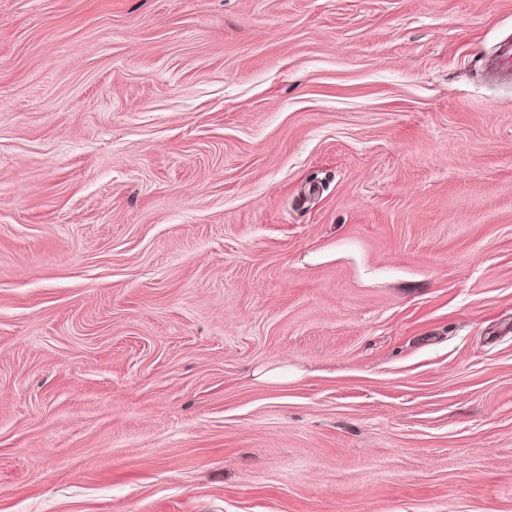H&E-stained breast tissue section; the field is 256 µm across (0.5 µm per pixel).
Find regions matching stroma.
I'll list each match as a JSON object with an SVG mask.
<instances>
[{"label": "stroma", "instance_id": "stroma-1", "mask_svg": "<svg viewBox=\"0 0 512 512\" xmlns=\"http://www.w3.org/2000/svg\"><path fill=\"white\" fill-rule=\"evenodd\" d=\"M508 43L0 0V512H512Z\"/></svg>", "mask_w": 512, "mask_h": 512}]
</instances>
